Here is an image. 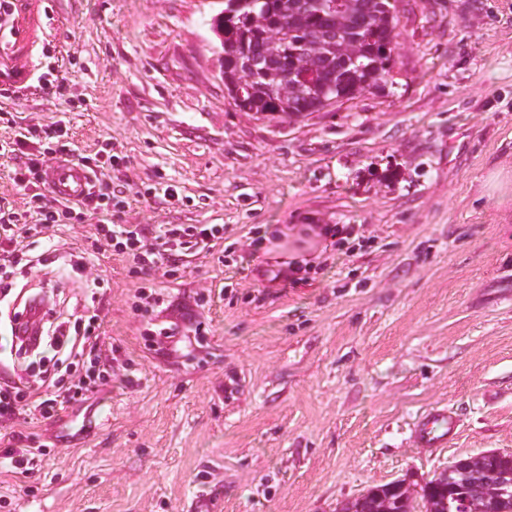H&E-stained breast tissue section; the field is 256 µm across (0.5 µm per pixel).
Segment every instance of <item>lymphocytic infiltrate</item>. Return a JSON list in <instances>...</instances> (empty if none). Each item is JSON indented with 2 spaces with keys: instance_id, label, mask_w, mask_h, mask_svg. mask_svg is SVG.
Wrapping results in <instances>:
<instances>
[{
  "instance_id": "lymphocytic-infiltrate-1",
  "label": "lymphocytic infiltrate",
  "mask_w": 512,
  "mask_h": 512,
  "mask_svg": "<svg viewBox=\"0 0 512 512\" xmlns=\"http://www.w3.org/2000/svg\"><path fill=\"white\" fill-rule=\"evenodd\" d=\"M18 91L0 90V125L8 131L0 138V156L14 160L12 181L24 197L23 207L0 202V284L14 275L44 264L47 253L63 255V273H76L84 278L83 286L94 291L99 278H87L100 256H123L130 273L141 284L134 296L135 314L155 313L159 296L156 278L174 277L201 256L213 254L224 243V227L220 224H124L120 217L132 203L162 195L171 205L179 204L174 185L157 189L147 187L135 192L115 189L114 174H127L130 162L111 139L98 141L92 150L79 149L70 136L66 116L47 123H32L20 116L12 102ZM60 156L76 159L93 175L88 194L80 200L58 197L46 186L43 174L47 165ZM96 224L80 246L68 248L51 240L49 233L62 224H80L87 217ZM103 322L99 307L86 309L74 321H63L48 332L46 347L67 360L91 359L95 372L85 375L68 373L67 385L53 393L18 385L15 381L0 383V427L12 429L21 410L30 409L43 420L56 422L66 407L84 401L88 393L109 385L112 362L105 359L100 346Z\"/></svg>"
}]
</instances>
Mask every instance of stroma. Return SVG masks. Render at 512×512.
Listing matches in <instances>:
<instances>
[{"label": "stroma", "mask_w": 512, "mask_h": 512, "mask_svg": "<svg viewBox=\"0 0 512 512\" xmlns=\"http://www.w3.org/2000/svg\"><path fill=\"white\" fill-rule=\"evenodd\" d=\"M25 2L29 56L46 65L55 41L87 105L28 95L17 110L67 111L80 149L113 138L138 185L188 199L146 198L124 223L220 224L228 245L348 224L365 242L197 258L159 280L158 319L177 333L152 347L129 307L138 279L101 257L102 344L128 374L85 417L22 412L26 443L48 454L26 481L0 468V512H339L407 474L512 453V184L490 181L512 177V0H398L392 81L291 124L226 98L210 28L221 0ZM32 294L53 323L84 304L53 264L14 279L0 301L7 377L33 360L10 340ZM445 403L459 435L412 447L409 426Z\"/></svg>", "instance_id": "1"}]
</instances>
